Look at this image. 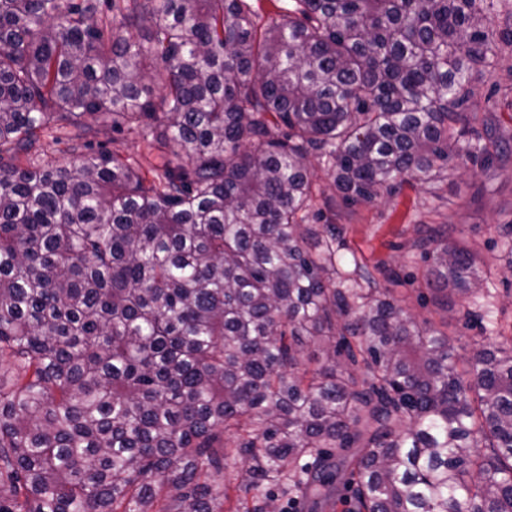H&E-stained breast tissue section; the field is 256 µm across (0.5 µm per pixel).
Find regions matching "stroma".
Listing matches in <instances>:
<instances>
[{"mask_svg": "<svg viewBox=\"0 0 512 512\" xmlns=\"http://www.w3.org/2000/svg\"><path fill=\"white\" fill-rule=\"evenodd\" d=\"M467 110L481 118L494 116L500 128L512 132V55L503 54L499 70L478 83ZM91 124L95 149L125 158L142 152L141 138L128 131L114 132L111 118L97 117ZM457 149L460 157L445 179L422 187L406 185L373 203L337 206L331 221L374 275L397 273L393 292L420 327L447 333L466 352L485 341L486 332L479 324H464L458 311L447 310L444 293L424 287L426 265L414 258L411 245L421 230L452 225L449 242L468 246L490 270L497 328L501 335L512 336V270L501 257L500 235L501 226L512 223V164L484 169L468 159L466 140H459Z\"/></svg>", "mask_w": 512, "mask_h": 512, "instance_id": "stroma-1", "label": "stroma"}]
</instances>
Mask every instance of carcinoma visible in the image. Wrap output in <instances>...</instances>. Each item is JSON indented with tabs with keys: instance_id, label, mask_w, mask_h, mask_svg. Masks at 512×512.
I'll return each instance as SVG.
<instances>
[{
	"instance_id": "carcinoma-1",
	"label": "carcinoma",
	"mask_w": 512,
	"mask_h": 512,
	"mask_svg": "<svg viewBox=\"0 0 512 512\" xmlns=\"http://www.w3.org/2000/svg\"><path fill=\"white\" fill-rule=\"evenodd\" d=\"M292 2L0 0V512H279L263 486L321 512L341 484L353 512H512V338L461 357L307 223L313 159L349 203L455 166L512 32L498 0ZM87 115L146 154L90 152ZM482 125L467 156L502 168ZM448 229L413 243L425 284L493 333Z\"/></svg>"
}]
</instances>
